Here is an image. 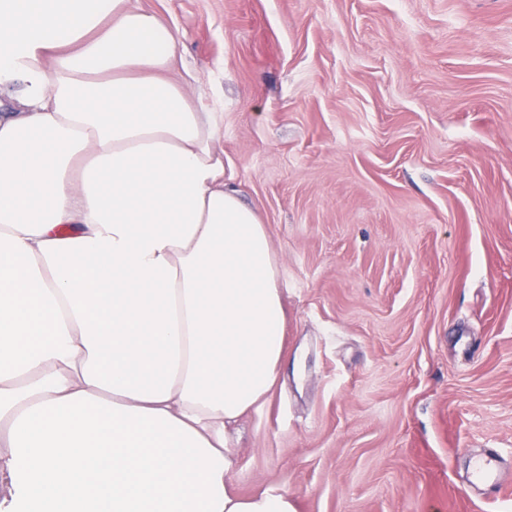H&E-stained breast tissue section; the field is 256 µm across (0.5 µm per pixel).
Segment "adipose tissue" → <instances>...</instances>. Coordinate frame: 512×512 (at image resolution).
I'll use <instances>...</instances> for the list:
<instances>
[{
    "mask_svg": "<svg viewBox=\"0 0 512 512\" xmlns=\"http://www.w3.org/2000/svg\"><path fill=\"white\" fill-rule=\"evenodd\" d=\"M177 47L132 0H0V512H296L229 487L286 311Z\"/></svg>",
    "mask_w": 512,
    "mask_h": 512,
    "instance_id": "obj_1",
    "label": "adipose tissue"
}]
</instances>
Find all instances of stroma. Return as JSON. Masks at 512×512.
Wrapping results in <instances>:
<instances>
[{"mask_svg": "<svg viewBox=\"0 0 512 512\" xmlns=\"http://www.w3.org/2000/svg\"><path fill=\"white\" fill-rule=\"evenodd\" d=\"M219 98L279 267L286 364L232 490L297 512H512V0H138ZM501 456L492 452L479 455L474 462L470 485L464 487L466 494L472 488L483 491L482 494L489 500H498L503 490L512 485V475L509 469L506 473L501 466Z\"/></svg>", "mask_w": 512, "mask_h": 512, "instance_id": "35a3bbf8", "label": "stroma"}]
</instances>
